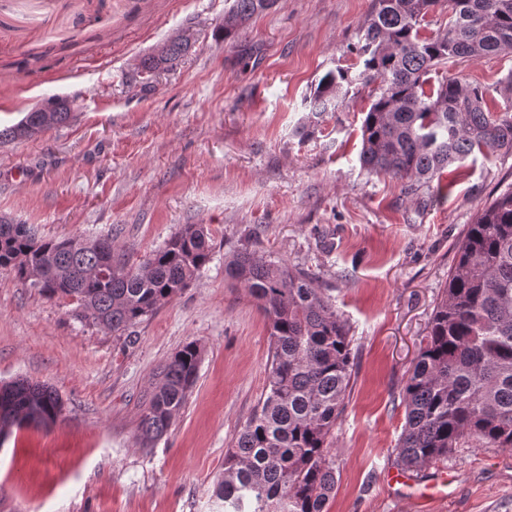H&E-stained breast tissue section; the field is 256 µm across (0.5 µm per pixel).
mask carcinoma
I'll use <instances>...</instances> for the list:
<instances>
[{
	"mask_svg": "<svg viewBox=\"0 0 512 512\" xmlns=\"http://www.w3.org/2000/svg\"><path fill=\"white\" fill-rule=\"evenodd\" d=\"M277 2L234 0L224 14V37ZM440 3L448 7L447 25L421 37L422 22ZM191 48L172 37L143 56L138 69L150 80ZM358 51L364 70L355 79L341 69L327 72L314 89L312 115L318 120L338 110L343 86L360 81L370 98L360 153L368 173L405 180L416 191L476 152H512V107L491 111L486 89L443 71L452 59L512 51V0H372ZM70 118V101L52 97L0 131V142L31 138ZM210 252L201 224L182 225L132 264L110 237L46 241L0 218V268L50 299H71L78 319L119 336L188 287ZM224 272L266 315L271 358L258 408L225 451L215 496L224 512H327L336 494L328 438L354 376L349 328L300 267L243 251ZM200 357L190 342L164 365L140 417L142 447L162 437L186 403ZM402 401L396 451L407 469L445 457L466 440L512 450V187L468 225ZM62 407L52 386L27 379L0 384V439L28 422L56 423Z\"/></svg>",
	"mask_w": 512,
	"mask_h": 512,
	"instance_id": "1",
	"label": "carcinoma"
}]
</instances>
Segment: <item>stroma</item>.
<instances>
[{"mask_svg":"<svg viewBox=\"0 0 512 512\" xmlns=\"http://www.w3.org/2000/svg\"><path fill=\"white\" fill-rule=\"evenodd\" d=\"M232 0H0V130L52 96L72 120L0 143V217L38 237L111 236L131 262L185 224L205 225L208 264L115 336L0 268V381L55 387L56 424L0 442V512H218L224 452L265 390L269 323L224 275L249 250L304 268L352 338L354 378L330 439L328 512H512V451L465 443L400 470L402 393L469 224L512 184V153L469 156L416 192L361 166L366 89L313 133L309 98L351 47L371 0H279L238 37L216 31ZM191 29L195 42L150 90L139 61ZM512 53L449 63L501 111ZM197 342V381L152 447L136 436L146 395ZM404 472L407 484L390 474Z\"/></svg>","mask_w":512,"mask_h":512,"instance_id":"1","label":"stroma"}]
</instances>
